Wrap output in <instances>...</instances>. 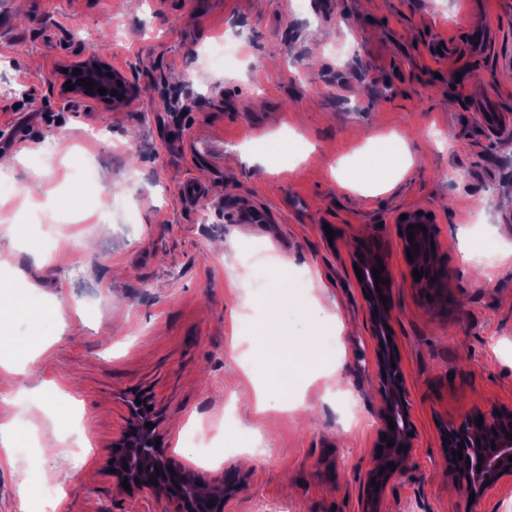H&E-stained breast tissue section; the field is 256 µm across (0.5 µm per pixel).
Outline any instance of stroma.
<instances>
[{"instance_id": "1", "label": "stroma", "mask_w": 512, "mask_h": 512, "mask_svg": "<svg viewBox=\"0 0 512 512\" xmlns=\"http://www.w3.org/2000/svg\"><path fill=\"white\" fill-rule=\"evenodd\" d=\"M0 0V282L18 312L0 334L33 369L0 370V512H170L119 490L112 442L135 402L159 446L197 487L233 482L229 512H361L380 438L371 321L350 259L377 238L393 278L390 322L416 438L377 512H512V482L473 503L445 467L462 415L512 407V136L469 106L512 114V28L481 54L460 0ZM245 48L223 71L196 68L212 42ZM96 54L137 90L119 109L54 84ZM23 127L14 142L11 132ZM112 132L109 146L91 137ZM400 136L386 163L372 138ZM217 143L201 154L198 137ZM141 171L139 188L124 180ZM42 192L21 193L33 174ZM212 200L268 211L233 224L182 207L186 178ZM430 210L440 279L413 285L398 215ZM19 225L9 235L6 223ZM308 294L331 321L315 351L278 360L291 336L277 289ZM275 407L253 413L255 386ZM218 428L201 464L188 420ZM54 448L53 457L40 453ZM30 485L26 505L18 479ZM471 108L473 111L479 112L492 128L499 127L503 122H506V119L510 123V116L506 117L503 111L491 99L475 102L471 105Z\"/></svg>"}]
</instances>
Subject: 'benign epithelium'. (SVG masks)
<instances>
[{
    "mask_svg": "<svg viewBox=\"0 0 512 512\" xmlns=\"http://www.w3.org/2000/svg\"><path fill=\"white\" fill-rule=\"evenodd\" d=\"M80 69V74H73L74 69ZM113 77H108V74ZM84 79L95 84V89L88 90L78 84V80ZM57 80L60 81L62 91H67L66 82L74 85L72 92L83 95H93L111 108L127 106L135 96L134 90L128 85L124 74L112 68L107 63L96 60H78L64 66V70L58 71ZM110 87L116 94L106 93L101 95L98 88ZM415 225L414 242L408 241L409 226ZM424 229H419V226ZM396 229L401 231L399 239L402 253H411L412 262H406L409 271L414 269H427L433 274H438V269L432 265L431 258L438 251L436 226L433 220H424L418 213H409L404 220L397 221ZM418 244L413 248L412 244ZM352 264L361 268L363 279L358 281L361 295L365 296L368 313L375 314L371 318L373 326V339L375 341L376 378L381 389L384 401L378 411L382 423V433L386 438L393 439V446L382 444L383 450L380 457L376 458L374 467L367 473L363 483V512H376V504L384 494L387 486L395 481L401 474V462L411 454L414 447L415 436L411 435L414 426L411 420L408 401V389L405 376L401 375L398 368H392L391 362L397 361V344L395 340L388 339L390 327V308L384 307L379 295L390 296L392 290V275L384 251L372 259L365 257V249L356 247L351 252ZM381 264L385 270L381 272V278L386 284L381 286V291H376L375 279L372 267ZM482 418V426H477L475 420ZM394 421L395 429H390L389 421ZM151 426H145V423ZM155 425L157 421L151 411L145 407L132 410L131 418L124 433L114 445L118 449L112 450V467L118 482H127L130 488L148 491L157 498H170L177 504L176 512H224L227 501L234 496L235 487L232 485H220L212 490L210 500L203 501L197 495L196 484L192 474L185 469L168 471V464L163 456L155 448ZM509 426L512 434V409L501 407L479 410L462 416L460 419L448 424L446 438L448 440L466 441L470 447L462 449L463 459L453 460L448 456V472L462 473L467 479V491L475 495L474 501L478 502L492 490L501 480L512 478V439L506 434L498 432L502 426ZM496 447H491V444ZM150 449L154 455V467L140 465L141 454ZM394 463L395 469L387 467L388 463ZM128 468H123V465ZM160 472H155V469ZM155 477L157 483H152L150 477ZM380 483L379 490H374L371 479ZM140 483H135V480ZM213 506H208V503Z\"/></svg>",
    "mask_w": 512,
    "mask_h": 512,
    "instance_id": "1",
    "label": "benign epithelium"
}]
</instances>
